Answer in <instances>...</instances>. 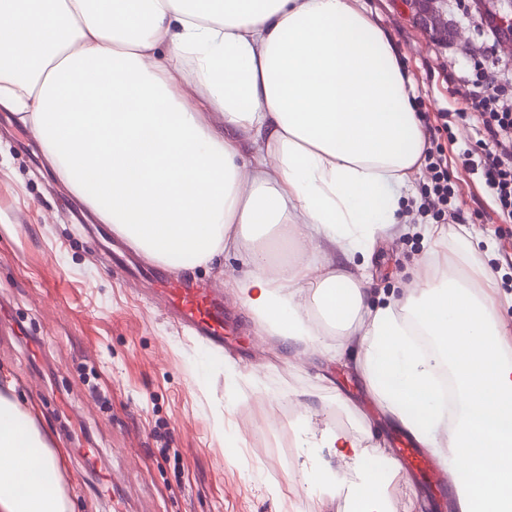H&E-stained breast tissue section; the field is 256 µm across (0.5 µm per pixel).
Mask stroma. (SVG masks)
Instances as JSON below:
<instances>
[{
    "instance_id": "obj_1",
    "label": "stroma",
    "mask_w": 512,
    "mask_h": 512,
    "mask_svg": "<svg viewBox=\"0 0 512 512\" xmlns=\"http://www.w3.org/2000/svg\"><path fill=\"white\" fill-rule=\"evenodd\" d=\"M373 19L395 38L414 86L413 107L445 155L459 190L464 224L443 220L449 235L468 233V263L495 277L494 301L512 337V224L491 221L479 176L462 165L477 136L467 126L441 131L443 113L466 103L456 79L484 54L489 69L503 55L481 34L470 0H450L473 51L426 36L403 0H366ZM430 181L421 170L402 195L406 231L377 235L369 263L371 303L403 301L427 273L429 219L416 205ZM86 210L53 176L36 133L0 110V391L13 389L50 447L63 459V486L73 512H351L345 494L308 491L313 463L349 472L350 461L321 441L347 431L362 447H402L408 436L367 395L355 368L357 344L344 358L300 354L260 335L233 293L224 303L238 320L226 349L180 327L147 293V284L102 263L111 225L90 237L78 224ZM230 251L207 267L171 271L172 279L207 288L247 271ZM208 360L205 377L195 372ZM236 383H226L225 363ZM388 512H455L417 476L387 484Z\"/></svg>"
}]
</instances>
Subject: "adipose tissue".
I'll return each mask as SVG.
<instances>
[{
	"label": "adipose tissue",
	"mask_w": 512,
	"mask_h": 512,
	"mask_svg": "<svg viewBox=\"0 0 512 512\" xmlns=\"http://www.w3.org/2000/svg\"><path fill=\"white\" fill-rule=\"evenodd\" d=\"M413 92L363 0H0V107L98 220L167 267L246 252L232 288L264 334L312 355L331 351L319 327L357 337L371 395L446 463L462 512H512V343L492 277L431 274L404 309H374L356 261L396 224L418 170ZM270 232L301 257L272 261ZM324 245L340 261L305 252ZM441 359L460 394L444 444ZM325 442L354 474L318 465L307 484L386 512L396 461H367L344 431ZM60 473L33 416L0 393V512H68Z\"/></svg>",
	"instance_id": "obj_1"
}]
</instances>
